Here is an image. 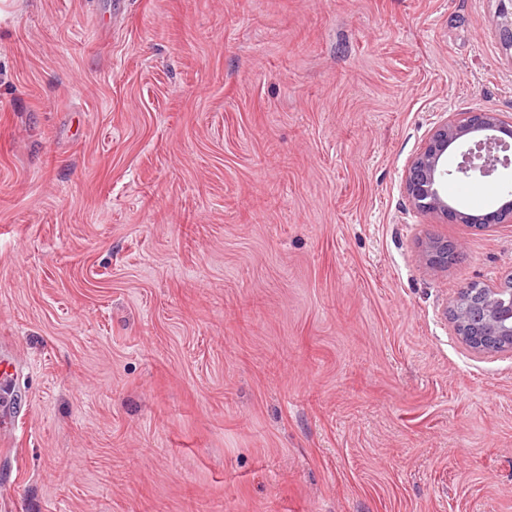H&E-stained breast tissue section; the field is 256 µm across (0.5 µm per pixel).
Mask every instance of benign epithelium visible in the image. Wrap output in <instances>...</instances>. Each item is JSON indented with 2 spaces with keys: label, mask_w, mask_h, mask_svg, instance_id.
Instances as JSON below:
<instances>
[{
  "label": "benign epithelium",
  "mask_w": 512,
  "mask_h": 512,
  "mask_svg": "<svg viewBox=\"0 0 512 512\" xmlns=\"http://www.w3.org/2000/svg\"><path fill=\"white\" fill-rule=\"evenodd\" d=\"M500 10L496 25L502 39L512 47V0H499ZM481 136L477 146H489L512 138V125L504 122L499 113L492 111L464 112L458 118L444 119L433 130L423 148L410 161L405 171V191L410 203L418 210L451 219L457 223L472 224L487 229L505 222L504 215L512 214V202L498 210L483 214H469L448 203L447 178L457 174L467 178L485 179L492 170L481 167L472 156L464 152L456 165L448 164V149L461 141ZM427 263L435 266L448 259L446 245L432 242L426 246ZM456 334L472 350L488 353L490 349L475 344L472 334L494 336L500 340V348L512 351V289L481 286L456 296L448 308Z\"/></svg>",
  "instance_id": "benign-epithelium-1"
}]
</instances>
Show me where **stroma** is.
<instances>
[{"label": "stroma", "instance_id": "obj_1", "mask_svg": "<svg viewBox=\"0 0 512 512\" xmlns=\"http://www.w3.org/2000/svg\"><path fill=\"white\" fill-rule=\"evenodd\" d=\"M498 8L0 0V512H512V352L447 314L512 220L403 181L512 123ZM501 135H499V134ZM483 138L475 141L478 148L494 143H502L505 137L511 140L512 125L505 123L499 113L492 111L464 112L458 118L446 117L433 130L423 148L410 161L405 171V191L410 203L418 210L451 219L457 223L474 224L482 229L505 222L512 214L511 200L499 210L483 214H469L448 203L447 182L449 174L467 178L485 179L493 171L473 162L472 149L461 154V161L448 166V149L455 143L474 136ZM480 167L481 172L472 169ZM446 179V181H445Z\"/></svg>", "mask_w": 512, "mask_h": 512}]
</instances>
